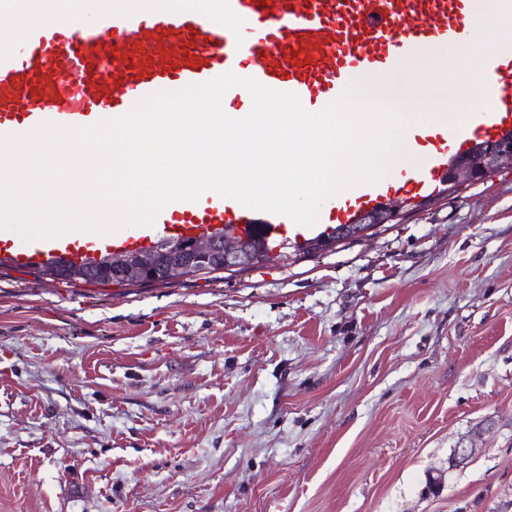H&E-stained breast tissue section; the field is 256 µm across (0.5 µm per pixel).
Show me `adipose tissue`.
Here are the masks:
<instances>
[{
    "label": "adipose tissue",
    "instance_id": "adipose-tissue-1",
    "mask_svg": "<svg viewBox=\"0 0 512 512\" xmlns=\"http://www.w3.org/2000/svg\"><path fill=\"white\" fill-rule=\"evenodd\" d=\"M94 0H0V12L13 18L10 27L0 28V45L19 43L30 26L68 20L83 23Z\"/></svg>",
    "mask_w": 512,
    "mask_h": 512
}]
</instances>
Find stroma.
Masks as SVG:
<instances>
[{
  "instance_id": "1",
  "label": "stroma",
  "mask_w": 512,
  "mask_h": 512,
  "mask_svg": "<svg viewBox=\"0 0 512 512\" xmlns=\"http://www.w3.org/2000/svg\"><path fill=\"white\" fill-rule=\"evenodd\" d=\"M0 512H512V171L236 272L0 265Z\"/></svg>"
}]
</instances>
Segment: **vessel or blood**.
Segmentation results:
<instances>
[{
  "mask_svg": "<svg viewBox=\"0 0 512 512\" xmlns=\"http://www.w3.org/2000/svg\"><path fill=\"white\" fill-rule=\"evenodd\" d=\"M471 0H222L224 28L206 9L145 13L141 8L100 11L94 29L73 23L27 30L21 43L0 49V134H21L50 121L90 126L128 112L133 102L175 91L231 71L296 93L318 111L359 75H393L426 44L447 49L471 38ZM494 80L492 111L471 116L456 134L442 124L419 129L413 144L424 165L385 185L365 184L326 200L323 224H349L362 212L404 195H433L448 174V159L471 143H493L512 131V46L482 65ZM286 216L257 212L207 192L195 202L165 207L153 225L119 230L98 247H146L159 235L190 237L209 224L236 225L241 235L276 237ZM85 236L73 232L44 243L0 231V250L18 266L55 256L83 257Z\"/></svg>",
  "mask_w": 512,
  "mask_h": 512,
  "instance_id": "vessel-or-blood-1",
  "label": "vessel or blood"
}]
</instances>
